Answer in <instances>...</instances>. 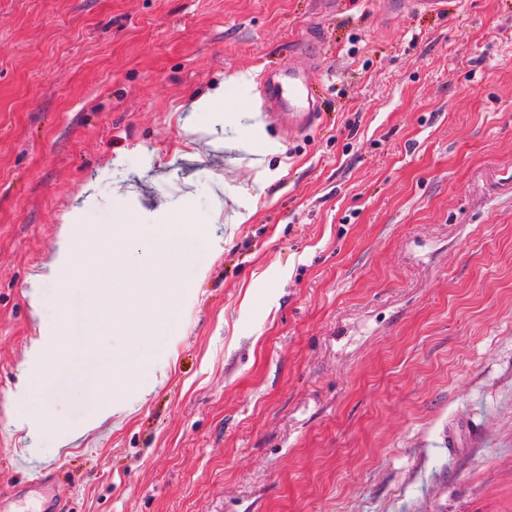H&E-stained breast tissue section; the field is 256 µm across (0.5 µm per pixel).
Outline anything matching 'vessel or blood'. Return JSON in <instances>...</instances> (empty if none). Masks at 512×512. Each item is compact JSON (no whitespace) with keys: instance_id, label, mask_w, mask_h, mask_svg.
Instances as JSON below:
<instances>
[{"instance_id":"b4317fda","label":"vessel or blood","mask_w":512,"mask_h":512,"mask_svg":"<svg viewBox=\"0 0 512 512\" xmlns=\"http://www.w3.org/2000/svg\"><path fill=\"white\" fill-rule=\"evenodd\" d=\"M318 68L313 55L301 52L288 75L267 74L262 78L267 106L273 120L288 124L302 133L316 120V106L311 105L308 83ZM53 468H46L34 486L39 501L37 512H66L61 499L50 490Z\"/></svg>"}]
</instances>
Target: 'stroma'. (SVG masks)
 Segmentation results:
<instances>
[{
    "instance_id": "1",
    "label": "stroma",
    "mask_w": 512,
    "mask_h": 512,
    "mask_svg": "<svg viewBox=\"0 0 512 512\" xmlns=\"http://www.w3.org/2000/svg\"><path fill=\"white\" fill-rule=\"evenodd\" d=\"M303 40L312 129L186 130ZM76 203L216 223L106 418L39 278ZM50 464L69 512H512V0H0V494ZM251 82V73L244 71L234 72L224 77L223 81L211 90L193 99L190 103V112L193 113L187 119V128L192 132L198 129L193 121V116L196 112H224V87H244L250 85Z\"/></svg>"
}]
</instances>
